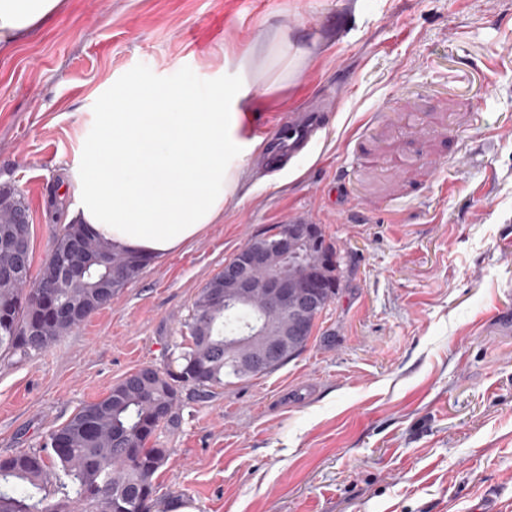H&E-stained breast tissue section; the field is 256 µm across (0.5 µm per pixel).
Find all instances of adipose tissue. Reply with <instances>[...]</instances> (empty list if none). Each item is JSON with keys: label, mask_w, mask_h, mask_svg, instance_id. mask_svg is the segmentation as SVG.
<instances>
[{"label": "adipose tissue", "mask_w": 512, "mask_h": 512, "mask_svg": "<svg viewBox=\"0 0 512 512\" xmlns=\"http://www.w3.org/2000/svg\"><path fill=\"white\" fill-rule=\"evenodd\" d=\"M64 0H0V52L46 24ZM246 76L208 83H113L105 112L74 159L69 221L113 250L160 259L224 215L261 139L251 133Z\"/></svg>", "instance_id": "ef3b65f1"}]
</instances>
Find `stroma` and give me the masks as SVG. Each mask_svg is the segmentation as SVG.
Segmentation results:
<instances>
[{
    "label": "stroma",
    "mask_w": 512,
    "mask_h": 512,
    "mask_svg": "<svg viewBox=\"0 0 512 512\" xmlns=\"http://www.w3.org/2000/svg\"><path fill=\"white\" fill-rule=\"evenodd\" d=\"M285 37L299 79L262 95L253 133L309 107L325 127L278 172L253 156L223 220L49 348L0 357V459L125 376L177 368L200 290L302 215L338 254L335 302L278 369L180 390L149 512L512 503V0H66L0 54V185L29 206L31 271L113 79L260 83Z\"/></svg>",
    "instance_id": "35a3bbf8"
}]
</instances>
